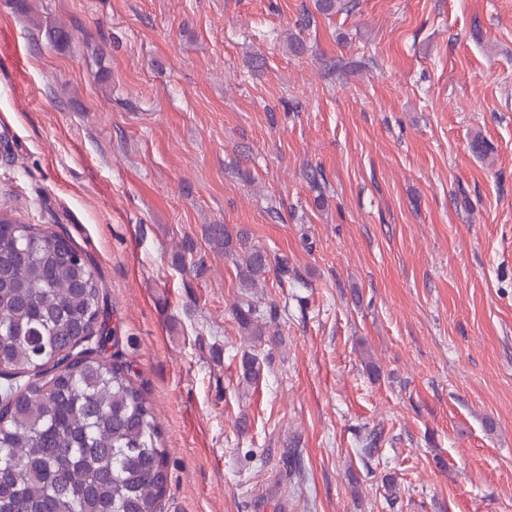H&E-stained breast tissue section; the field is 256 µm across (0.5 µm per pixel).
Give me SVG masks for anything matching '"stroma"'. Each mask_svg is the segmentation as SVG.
<instances>
[{
    "instance_id": "35a3bbf8",
    "label": "stroma",
    "mask_w": 512,
    "mask_h": 512,
    "mask_svg": "<svg viewBox=\"0 0 512 512\" xmlns=\"http://www.w3.org/2000/svg\"><path fill=\"white\" fill-rule=\"evenodd\" d=\"M354 2L0 0V211L95 265L164 512H512V0ZM247 239L243 232L236 233L235 241L230 231L224 234V255L235 259L240 288H258L271 269L287 275L288 263L285 259L260 246L251 245ZM235 315L243 335L250 337L249 339L253 341L260 340L262 336H265L268 323H275V321L278 320L275 307L273 310L270 309L268 314L269 321H266L264 324L257 319V317L261 318V316H256L257 310L252 305H247V309L239 306L236 309Z\"/></svg>"
}]
</instances>
